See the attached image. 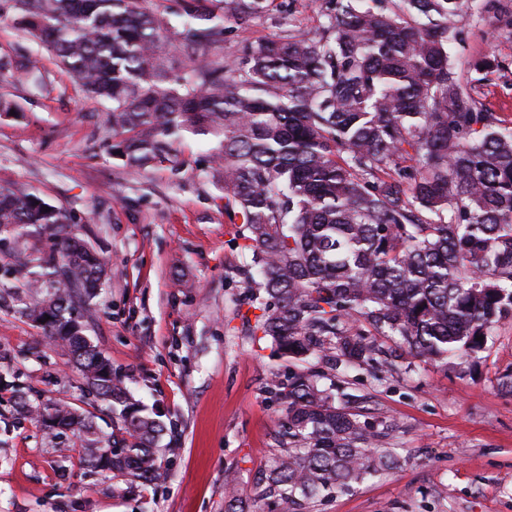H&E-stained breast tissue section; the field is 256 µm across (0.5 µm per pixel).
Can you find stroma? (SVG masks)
Masks as SVG:
<instances>
[{"label": "stroma", "instance_id": "1", "mask_svg": "<svg viewBox=\"0 0 512 512\" xmlns=\"http://www.w3.org/2000/svg\"><path fill=\"white\" fill-rule=\"evenodd\" d=\"M329 0H277L269 14L228 23L221 59L288 29L315 30ZM494 52L512 60V38L475 15L456 56ZM33 61L46 73L39 95L0 82V187L22 186L66 211L68 232L108 265L89 334L135 399L159 414L164 443L178 448L166 477L132 494L111 474L80 464L69 431L48 434L37 407L68 400L112 429L107 405L85 393L68 356L21 313L24 285L9 273L50 243L0 241V512H224L225 470L240 478V512H283L255 488L281 448L282 413L268 392L290 365L252 334V289L231 275L251 261L245 227L224 211L205 141L185 138L173 162L132 170L113 159L101 105L59 67L38 39L23 35L0 0V58ZM512 320L470 358L406 357L381 372L360 366L336 384L359 396L362 415L392 424L399 468L316 503L311 512H512Z\"/></svg>", "mask_w": 512, "mask_h": 512}]
</instances>
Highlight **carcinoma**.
Here are the masks:
<instances>
[{"label":"carcinoma","instance_id":"obj_1","mask_svg":"<svg viewBox=\"0 0 512 512\" xmlns=\"http://www.w3.org/2000/svg\"><path fill=\"white\" fill-rule=\"evenodd\" d=\"M143 3L15 0L16 25L104 105L123 166L162 165L185 135L206 137L224 211L249 232L251 263L238 273L250 283L258 268L266 295L255 329L297 364L270 385L283 453L262 494L306 512L395 465L389 426L361 420L356 398L320 380L341 366L391 369L404 353H475L512 319V126L481 98L509 64L451 55L474 9L512 35V6L332 0L316 32L275 34L224 64V23L259 18L275 0H180L177 26ZM0 77L43 85L32 62H1ZM68 220L23 187H0V236L54 240L12 269L40 290L22 314L118 413L108 436L67 401L37 417L75 434L81 462L130 493L164 478L178 449L159 447L164 424L87 335L91 310L76 308L97 295L105 264ZM225 484V512H236L238 477Z\"/></svg>","mask_w":512,"mask_h":512}]
</instances>
